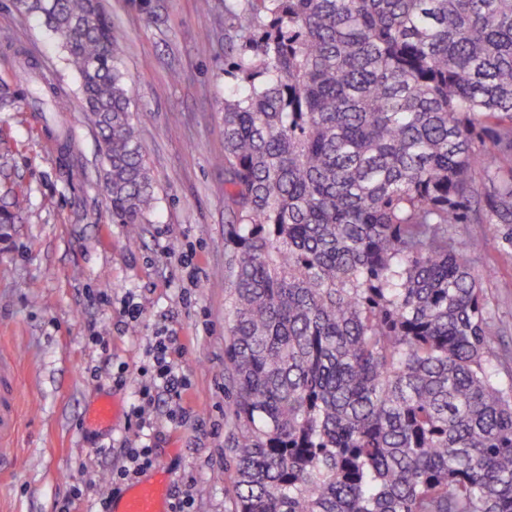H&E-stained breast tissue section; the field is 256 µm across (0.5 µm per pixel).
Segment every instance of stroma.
I'll return each mask as SVG.
<instances>
[{"instance_id": "stroma-1", "label": "stroma", "mask_w": 512, "mask_h": 512, "mask_svg": "<svg viewBox=\"0 0 512 512\" xmlns=\"http://www.w3.org/2000/svg\"><path fill=\"white\" fill-rule=\"evenodd\" d=\"M166 0L153 21L107 0L134 78L133 110L154 204L143 224H116L101 193L97 135L80 112L78 82L42 20L0 0V352L15 361L18 428L0 474V512H95L135 440L153 443L140 482L191 494L193 512H231L225 471L224 101L238 0ZM69 108H54L57 98ZM68 153H61L62 144ZM501 273L489 294L512 317V254L487 241ZM157 336L188 389L144 393ZM105 397L120 410L89 423ZM144 406V430L130 427Z\"/></svg>"}]
</instances>
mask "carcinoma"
<instances>
[{"mask_svg":"<svg viewBox=\"0 0 512 512\" xmlns=\"http://www.w3.org/2000/svg\"><path fill=\"white\" fill-rule=\"evenodd\" d=\"M224 102L234 512H512V0H245ZM148 17L164 0H132ZM79 81L115 224L153 181L103 0H15ZM485 254L500 267V276L489 288V294L493 296V302L499 308V312L512 317V254L500 251L496 241L489 240L485 245Z\"/></svg>","mask_w":512,"mask_h":512,"instance_id":"obj_1","label":"carcinoma"}]
</instances>
